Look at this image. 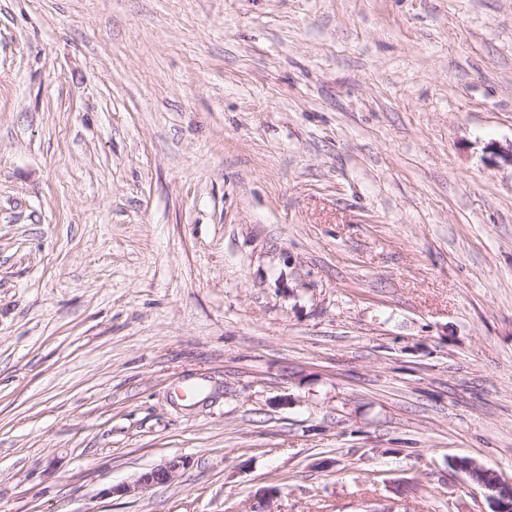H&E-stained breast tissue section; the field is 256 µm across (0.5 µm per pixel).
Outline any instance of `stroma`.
Wrapping results in <instances>:
<instances>
[{
	"label": "stroma",
	"mask_w": 512,
	"mask_h": 512,
	"mask_svg": "<svg viewBox=\"0 0 512 512\" xmlns=\"http://www.w3.org/2000/svg\"><path fill=\"white\" fill-rule=\"evenodd\" d=\"M510 143L512 0H0V512H491ZM184 465V461L173 459L165 464L150 469L142 473L134 484L122 485L118 488L119 492L129 493L135 490H145L154 485L167 483L172 481L180 468ZM461 459L456 458L451 462L453 469L464 473L472 484H477L486 490V498L491 504L492 512H510L512 510V483L501 481L493 471L474 459L465 458L466 465H458L456 462ZM502 488L511 489V499L499 496L498 492Z\"/></svg>",
	"instance_id": "stroma-1"
}]
</instances>
